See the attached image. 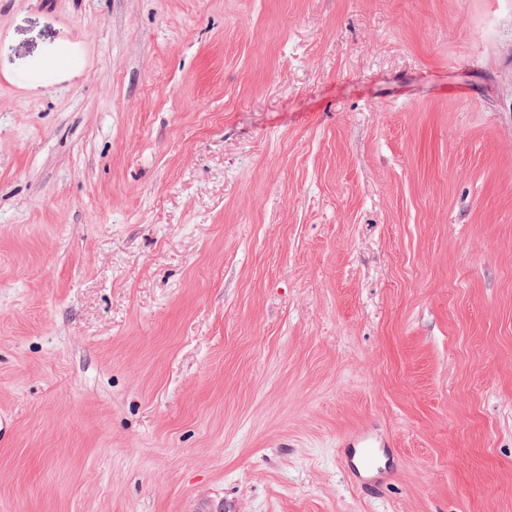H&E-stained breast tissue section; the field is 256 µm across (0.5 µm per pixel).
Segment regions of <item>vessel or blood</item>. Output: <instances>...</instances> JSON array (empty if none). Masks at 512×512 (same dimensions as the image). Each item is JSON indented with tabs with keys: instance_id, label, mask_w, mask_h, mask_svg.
<instances>
[{
	"instance_id": "obj_1",
	"label": "vessel or blood",
	"mask_w": 512,
	"mask_h": 512,
	"mask_svg": "<svg viewBox=\"0 0 512 512\" xmlns=\"http://www.w3.org/2000/svg\"><path fill=\"white\" fill-rule=\"evenodd\" d=\"M351 448L344 467L352 480L360 487L376 490L390 479L386 468L380 464L387 454L385 441L367 427L360 426L347 434Z\"/></svg>"
}]
</instances>
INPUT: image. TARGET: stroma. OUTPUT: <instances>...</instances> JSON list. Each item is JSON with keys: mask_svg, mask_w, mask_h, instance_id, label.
<instances>
[{"mask_svg": "<svg viewBox=\"0 0 512 512\" xmlns=\"http://www.w3.org/2000/svg\"><path fill=\"white\" fill-rule=\"evenodd\" d=\"M0 414V512H512V0H0ZM342 441H347L351 447L344 467L358 486L376 490L389 481L390 473L380 465L381 458L387 456V445L380 436L365 426H359Z\"/></svg>", "mask_w": 512, "mask_h": 512, "instance_id": "stroma-1", "label": "stroma"}]
</instances>
